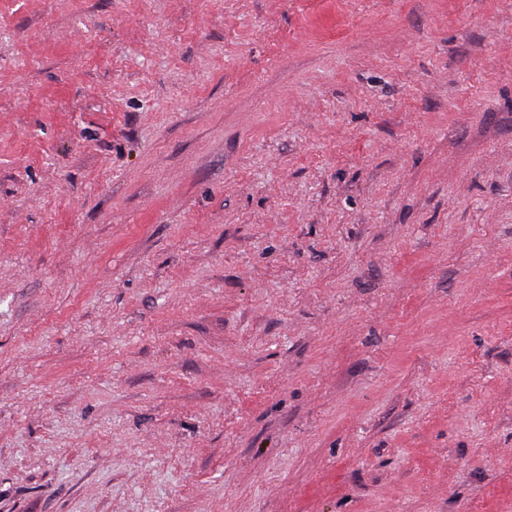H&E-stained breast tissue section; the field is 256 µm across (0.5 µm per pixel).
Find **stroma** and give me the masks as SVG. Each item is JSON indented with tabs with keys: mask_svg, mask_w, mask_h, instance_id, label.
I'll return each mask as SVG.
<instances>
[{
	"mask_svg": "<svg viewBox=\"0 0 512 512\" xmlns=\"http://www.w3.org/2000/svg\"><path fill=\"white\" fill-rule=\"evenodd\" d=\"M0 512H512V0H0Z\"/></svg>",
	"mask_w": 512,
	"mask_h": 512,
	"instance_id": "1",
	"label": "stroma"
}]
</instances>
